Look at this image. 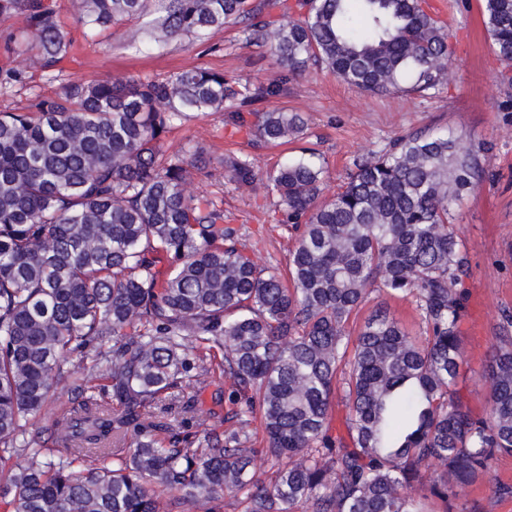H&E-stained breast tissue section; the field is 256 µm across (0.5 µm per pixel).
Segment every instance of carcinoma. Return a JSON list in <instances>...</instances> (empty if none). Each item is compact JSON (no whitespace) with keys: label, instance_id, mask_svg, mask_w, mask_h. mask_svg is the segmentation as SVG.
<instances>
[{"label":"carcinoma","instance_id":"cac0c4a2","mask_svg":"<svg viewBox=\"0 0 512 512\" xmlns=\"http://www.w3.org/2000/svg\"><path fill=\"white\" fill-rule=\"evenodd\" d=\"M164 2L158 41L238 23L269 47L285 74L252 100L310 65L370 95L428 96L447 79L450 33L425 0H296L278 22L271 0ZM146 8L82 0L79 22L95 30ZM8 11L26 30L3 36L5 50L54 69L66 42L48 0H0ZM482 13L494 56L511 64L512 0H483ZM228 96L224 74L192 68L90 80L0 112V498L11 512H222L226 496L244 512H466L465 489L512 454L511 309L484 373L486 412L458 387L471 267L448 216L485 175L488 147L398 133L321 205L326 170L309 158L265 175L224 159L298 231L286 284L239 248L224 211L187 193L192 158L164 150L176 122ZM232 120L263 143L307 126L286 111ZM373 291L413 302L423 333L379 309L351 334ZM110 338L104 376L119 407L76 383L66 430L41 440L64 362ZM223 376L235 390L219 424L185 434L165 417L170 390ZM337 397L345 436L330 430ZM259 431L264 448L251 446Z\"/></svg>","mask_w":512,"mask_h":512}]
</instances>
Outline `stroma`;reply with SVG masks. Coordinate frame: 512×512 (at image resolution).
<instances>
[{
	"mask_svg": "<svg viewBox=\"0 0 512 512\" xmlns=\"http://www.w3.org/2000/svg\"><path fill=\"white\" fill-rule=\"evenodd\" d=\"M70 45L56 70L41 71L26 55L4 54L22 74L20 83L0 92V112H19L37 99L59 96L72 83L116 75L144 81L165 80L186 69L201 67L223 73L239 96L255 86L279 82L281 71L267 46L250 43L242 25L229 24L204 35L184 34L157 44L147 37L140 19L122 21L104 30L89 31L78 21L81 0H49ZM451 65L447 82L430 98L406 93L370 96L316 69L285 84L279 95L256 102L260 111L286 110L307 120L302 139L267 145L238 129L229 112H207L175 124L165 141L170 151L192 152L188 190L211 200L239 231V240L262 267L287 268L294 233L276 225L277 198L260 187L231 180L224 157L249 160L266 173L303 150L315 153L326 169L322 200H330L344 183L355 160L380 150L394 133L442 129L465 143L486 142L490 177L453 208L463 247L471 265L462 317L463 393L476 411L488 404L483 380L486 360L496 343L502 309L512 308V67L491 51L482 17V0H460L449 21ZM92 357L74 355L68 378L57 387L56 399L38 417L42 438L61 427L60 411L70 406L71 384L93 372ZM92 378V377H91ZM500 485L510 494L497 493ZM467 512H512V455L500 456L489 478L466 488Z\"/></svg>",
	"mask_w": 512,
	"mask_h": 512,
	"instance_id": "stroma-1",
	"label": "stroma"
}]
</instances>
